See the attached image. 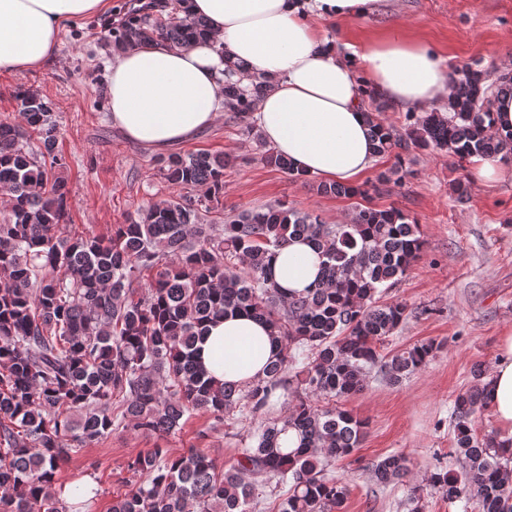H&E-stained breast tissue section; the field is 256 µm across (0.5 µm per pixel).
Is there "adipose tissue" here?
Instances as JSON below:
<instances>
[{"mask_svg": "<svg viewBox=\"0 0 512 512\" xmlns=\"http://www.w3.org/2000/svg\"><path fill=\"white\" fill-rule=\"evenodd\" d=\"M377 0H185L184 17L207 19L211 34L182 47L129 43L108 67L110 119L124 136L154 152L195 139L224 112V86L264 91L246 121L295 166L327 181L360 180L375 159L371 128L354 75L389 104L417 112L451 97L444 59L401 32L371 39L342 56L317 18H367ZM107 0H0V73L37 70L52 57L63 22L105 11ZM322 256L300 238L279 250L270 277L284 298L316 283ZM199 360L216 381L247 387L281 354L257 318L226 315L209 325ZM487 398L512 431V333L503 337Z\"/></svg>", "mask_w": 512, "mask_h": 512, "instance_id": "ef3b65f1", "label": "adipose tissue"}]
</instances>
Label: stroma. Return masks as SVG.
Instances as JSON below:
<instances>
[{
	"instance_id": "stroma-1",
	"label": "stroma",
	"mask_w": 512,
	"mask_h": 512,
	"mask_svg": "<svg viewBox=\"0 0 512 512\" xmlns=\"http://www.w3.org/2000/svg\"><path fill=\"white\" fill-rule=\"evenodd\" d=\"M128 4L110 0L105 14L63 23L54 56L43 69L0 73V118H17L14 92L21 86L55 103L59 148L67 161L69 221L96 235L111 234L148 203L184 193L163 178V154L128 141L108 115L112 45L102 36L104 21L123 22ZM319 25L343 54L350 45L399 29L433 46L450 67L468 64L496 78L500 61L512 59V0H380L368 18L347 23L323 18ZM267 149L253 127L228 111L213 128L178 146L181 154L221 152L232 158L224 169V195L209 221L225 224L241 211L280 203L315 212L327 224L352 212V199L318 193L319 177L302 182L267 163ZM499 166L497 181L481 182L474 179L471 162L413 147L403 169H396L394 157L380 156L359 181L369 191L370 206L401 210L418 222L425 240L421 259L381 295L382 301L404 304L406 317L379 351L393 353L429 340L440 348L401 383H390L376 367L364 392L339 399V406L369 423L361 447L331 468L349 489L345 512H408L410 484L424 485L436 466L455 465L453 400L472 385L474 366L492 369L501 337L512 331V158ZM461 179L471 186L465 198L453 189ZM288 407L284 400L270 413L246 410L220 426L207 413L187 415L164 444L175 454L200 449L228 467L241 449L253 446L255 428ZM156 443L154 436L121 428L71 454L55 477L66 512H110L113 498L129 488L128 462ZM393 453L407 458L409 479L377 484L371 463ZM87 480L96 495L84 505L69 490Z\"/></svg>"
}]
</instances>
